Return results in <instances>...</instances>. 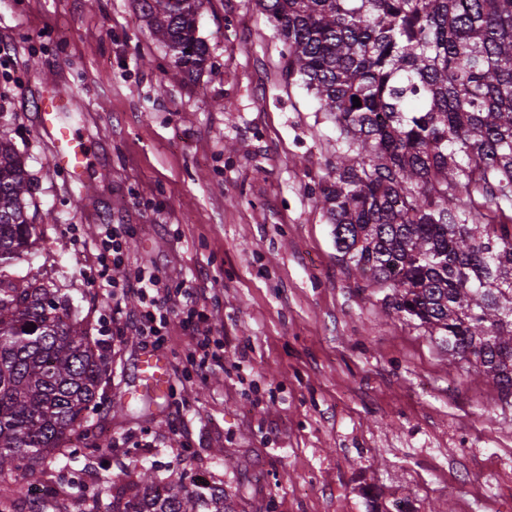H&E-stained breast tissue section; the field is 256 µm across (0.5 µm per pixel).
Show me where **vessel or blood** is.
Segmentation results:
<instances>
[{
  "label": "vessel or blood",
  "instance_id": "b4317fda",
  "mask_svg": "<svg viewBox=\"0 0 512 512\" xmlns=\"http://www.w3.org/2000/svg\"><path fill=\"white\" fill-rule=\"evenodd\" d=\"M36 112L40 127L49 133L54 164L69 176L82 173L89 159V144L71 125L64 123L54 97L41 95L36 99ZM168 361L157 354L139 357L135 368L136 393L165 396L170 386Z\"/></svg>",
  "mask_w": 512,
  "mask_h": 512
}]
</instances>
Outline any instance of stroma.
I'll list each match as a JSON object with an SVG mask.
<instances>
[{"instance_id":"35a3bbf8","label":"stroma","mask_w":512,"mask_h":512,"mask_svg":"<svg viewBox=\"0 0 512 512\" xmlns=\"http://www.w3.org/2000/svg\"><path fill=\"white\" fill-rule=\"evenodd\" d=\"M197 34L212 66L172 71L137 0H0V137L33 184L28 261L66 271L121 402L140 354L177 362L191 343L139 335L97 288L102 224L131 228V263L168 286L206 290L224 369L173 377L160 404L103 419L104 445L43 478L50 497L7 512H85L71 486L155 466L223 486L238 512H512V407L435 337L385 309L338 259L319 204L336 127L289 80L255 0H205ZM75 99L64 118L89 140L84 183L52 162L34 103L46 84Z\"/></svg>"}]
</instances>
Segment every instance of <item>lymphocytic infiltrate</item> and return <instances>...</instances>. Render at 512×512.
Returning <instances> with one entry per match:
<instances>
[{"mask_svg": "<svg viewBox=\"0 0 512 512\" xmlns=\"http://www.w3.org/2000/svg\"><path fill=\"white\" fill-rule=\"evenodd\" d=\"M127 234V228L121 224L99 227L95 243L98 260L112 264L111 272L102 276L103 283L118 289L120 297L134 295L139 298L136 329L140 335L160 336L162 330L174 321L185 335L191 337L190 347L175 366L181 377H202L223 370V353L210 347L213 330L205 314L207 296L204 290L186 284L165 287L157 273L126 263Z\"/></svg>", "mask_w": 512, "mask_h": 512, "instance_id": "obj_1", "label": "lymphocytic infiltrate"}]
</instances>
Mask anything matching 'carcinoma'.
<instances>
[{
    "label": "carcinoma",
    "mask_w": 512,
    "mask_h": 512,
    "mask_svg": "<svg viewBox=\"0 0 512 512\" xmlns=\"http://www.w3.org/2000/svg\"><path fill=\"white\" fill-rule=\"evenodd\" d=\"M175 74L209 66L204 0H138ZM346 151L320 188L336 250L389 311L417 322L512 404V0H256ZM361 106H353V97ZM31 181L0 138V483L23 497L76 463L109 379L103 342L27 261ZM30 332L24 328L30 324ZM89 512H236L224 487L137 473Z\"/></svg>",
    "instance_id": "carcinoma-1"
}]
</instances>
